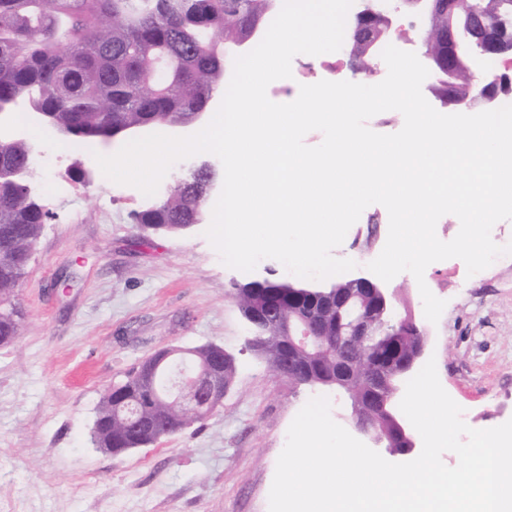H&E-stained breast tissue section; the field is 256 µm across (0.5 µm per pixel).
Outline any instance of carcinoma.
<instances>
[{
    "label": "carcinoma",
    "instance_id": "cac0c4a2",
    "mask_svg": "<svg viewBox=\"0 0 512 512\" xmlns=\"http://www.w3.org/2000/svg\"><path fill=\"white\" fill-rule=\"evenodd\" d=\"M276 8V0H0V106H23L46 114L47 124L60 139L91 150L112 137V130L155 126L173 119L196 123L198 113L210 109L212 96L224 90V65L217 57L224 44L237 39L249 22L261 23ZM453 25L457 45L456 92L483 91L500 103L512 99V0H454L452 14L429 16L418 33L425 53L438 57L443 35ZM493 60L500 67L492 79L474 75V59ZM378 58L364 54L350 40L342 67L361 76L375 75ZM31 144L15 141L0 148V346L15 342L21 332L12 295L30 261L37 239L53 213L27 187L23 171ZM210 174L201 171L174 179L156 202L132 213L143 235L165 227L178 234V225L191 217L190 207L202 196ZM317 288L271 281L258 290L234 289L244 310L254 298L265 296L279 305L286 320L293 313L290 294L311 298ZM365 306L379 316L375 336L361 347L336 341L334 330L325 336V350L308 361L314 375L336 371L343 352L355 361L346 391L354 400L367 393L397 388L407 376L400 364L419 349L417 339L401 336L389 341L396 318L392 309L380 312L371 299ZM395 348L392 362L377 369L370 360ZM266 361L286 363L276 324L263 333ZM177 375L163 372L157 381L159 398L141 399L135 377L104 393L94 422V441L129 447L138 433L116 414L124 400L141 399L140 413L158 430L175 426L177 416L189 427L200 421L170 406ZM372 434L380 439L392 433V424L375 411L368 413Z\"/></svg>",
    "mask_w": 512,
    "mask_h": 512
}]
</instances>
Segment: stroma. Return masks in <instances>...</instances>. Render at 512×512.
Returning <instances> with one entry per match:
<instances>
[{"mask_svg": "<svg viewBox=\"0 0 512 512\" xmlns=\"http://www.w3.org/2000/svg\"><path fill=\"white\" fill-rule=\"evenodd\" d=\"M343 59L340 50L295 56L292 87L329 76ZM34 155L33 190L53 218L15 293L21 334L0 347V512H269L300 409L325 396L335 422L347 415L335 390L291 382L244 349L249 331L234 284L294 274L272 258L250 272L228 268L203 224L142 237L130 220L149 202L140 190L107 179L91 156L92 182H76V151L49 133ZM388 229L387 210L370 205L333 254L365 272ZM424 279L446 302L435 324L411 273L389 287L395 311L424 326L442 387L472 428L512 419V262L471 276L451 258L430 264ZM205 343L237 358L234 383L206 420L116 457L93 444L105 389L157 349Z\"/></svg>", "mask_w": 512, "mask_h": 512, "instance_id": "stroma-1", "label": "stroma"}]
</instances>
